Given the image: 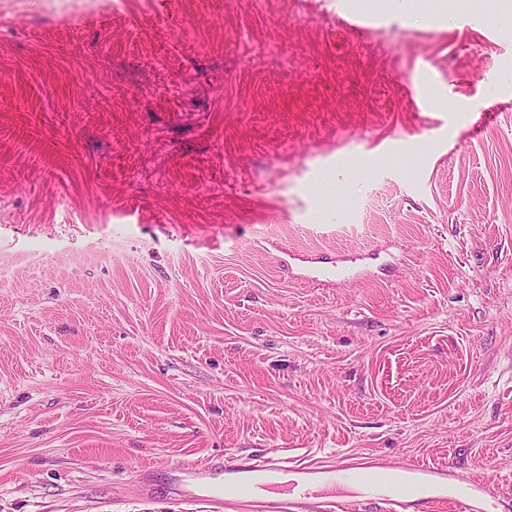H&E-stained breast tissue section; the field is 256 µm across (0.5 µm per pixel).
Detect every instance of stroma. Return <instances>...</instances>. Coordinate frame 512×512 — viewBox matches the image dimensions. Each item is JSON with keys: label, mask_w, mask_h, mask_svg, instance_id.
<instances>
[{"label": "stroma", "mask_w": 512, "mask_h": 512, "mask_svg": "<svg viewBox=\"0 0 512 512\" xmlns=\"http://www.w3.org/2000/svg\"><path fill=\"white\" fill-rule=\"evenodd\" d=\"M509 62L490 0H0V512L232 456L512 512Z\"/></svg>", "instance_id": "obj_1"}]
</instances>
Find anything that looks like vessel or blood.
Masks as SVG:
<instances>
[{
  "mask_svg": "<svg viewBox=\"0 0 512 512\" xmlns=\"http://www.w3.org/2000/svg\"><path fill=\"white\" fill-rule=\"evenodd\" d=\"M354 463L343 461L311 468L285 458L265 461L238 456L225 459L223 481L211 483L213 470L206 464L184 466L186 479L200 482L204 501L225 508L226 512H308L315 489L356 499L375 495L405 508L414 496L413 477L446 478L438 468L422 465H395L390 471H371L357 478ZM418 496V495H415ZM472 491L447 493L430 486L418 498L425 512H470Z\"/></svg>",
  "mask_w": 512,
  "mask_h": 512,
  "instance_id": "b4317fda",
  "label": "vessel or blood"
}]
</instances>
